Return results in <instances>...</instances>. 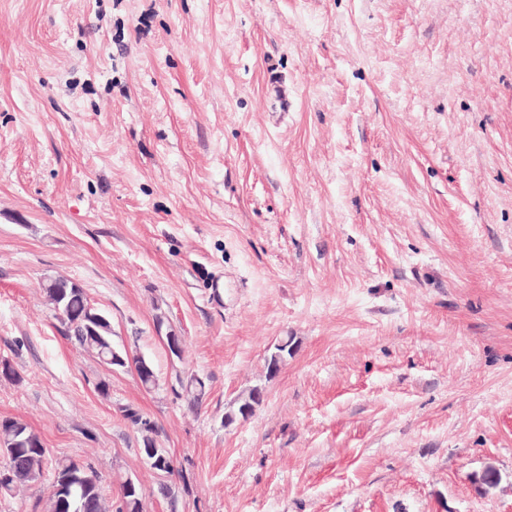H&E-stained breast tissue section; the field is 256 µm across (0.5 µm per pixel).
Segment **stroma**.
<instances>
[{"label":"stroma","instance_id":"1","mask_svg":"<svg viewBox=\"0 0 512 512\" xmlns=\"http://www.w3.org/2000/svg\"><path fill=\"white\" fill-rule=\"evenodd\" d=\"M1 359L47 460L0 512L61 459L144 512H512V0H0ZM67 306L60 309V314L56 313V318L62 326V332L71 341H74L79 348L84 351L94 353L101 361L112 363V368L124 367L125 359L120 351L112 348V326L110 321L103 315V321L95 326V333H89L84 328L83 317L89 306L87 295L83 288L69 294L67 297ZM107 363V364H108Z\"/></svg>","mask_w":512,"mask_h":512}]
</instances>
